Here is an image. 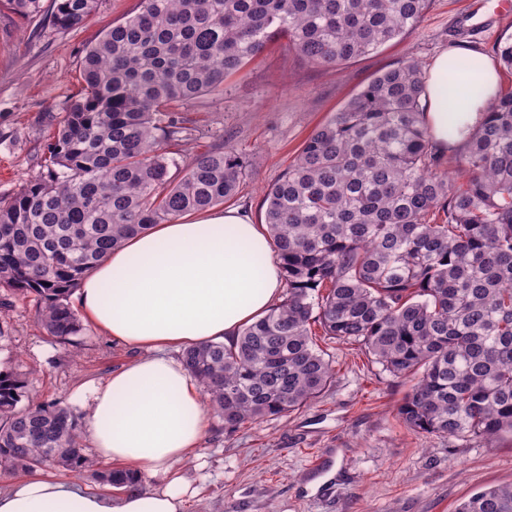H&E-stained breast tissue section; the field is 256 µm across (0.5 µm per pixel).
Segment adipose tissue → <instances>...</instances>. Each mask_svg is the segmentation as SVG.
<instances>
[{
  "instance_id": "1",
  "label": "adipose tissue",
  "mask_w": 512,
  "mask_h": 512,
  "mask_svg": "<svg viewBox=\"0 0 512 512\" xmlns=\"http://www.w3.org/2000/svg\"><path fill=\"white\" fill-rule=\"evenodd\" d=\"M457 55L441 52L426 73V119L443 149L465 145L500 91L490 60L462 71L451 66ZM283 288L270 239L236 209L157 224L113 250L82 280L77 306L141 355L91 390L84 428L97 455L150 477L188 460L208 420L177 351L231 345ZM188 491L181 477L113 501L61 477L32 476L0 492V512H181Z\"/></svg>"
}]
</instances>
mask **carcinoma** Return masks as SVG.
<instances>
[{"label":"carcinoma","mask_w":512,"mask_h":512,"mask_svg":"<svg viewBox=\"0 0 512 512\" xmlns=\"http://www.w3.org/2000/svg\"><path fill=\"white\" fill-rule=\"evenodd\" d=\"M428 0H138L86 47L81 94L45 145V168L0 201V288L37 300L62 343L84 324L83 276L154 224L234 199L250 175L230 148L173 149L199 128L181 108L280 40L307 64L340 68L416 28ZM96 0H54L53 24L84 23ZM413 60L383 71L304 141L268 187L265 224L282 300L233 345L182 353L215 417L234 431L322 396L333 361L314 340L355 345L411 382L398 407L421 434L494 442L512 434V90L488 104L463 151L440 149ZM88 472L111 488L134 474L97 467L79 417L0 369V469ZM456 512H512V485Z\"/></svg>","instance_id":"carcinoma-1"}]
</instances>
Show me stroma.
<instances>
[{"instance_id":"1","label":"stroma","mask_w":512,"mask_h":512,"mask_svg":"<svg viewBox=\"0 0 512 512\" xmlns=\"http://www.w3.org/2000/svg\"><path fill=\"white\" fill-rule=\"evenodd\" d=\"M466 0H429L418 26L402 40L340 69L314 68L274 45L223 88L185 105L202 130L177 154L185 169L194 154L216 147L243 153L251 172L234 208L264 223L263 194L293 161L306 138L365 84L411 59L429 66L462 42L490 60L512 41V16L483 0L491 24L460 32ZM137 0H97L80 27L49 19L51 0L22 16L0 6V198L9 199L43 170L45 145L80 89L83 52L101 31L131 14ZM335 369L331 387L283 419L227 432L218 418L174 475L189 474L196 494L183 512H454L483 488L512 484V434L495 445L407 429L397 407L408 382L383 372L358 347L317 337ZM138 349L87 327L72 343L48 337L32 301L17 300L0 318V365L26 376L47 400L75 407L84 385L107 379Z\"/></svg>"}]
</instances>
